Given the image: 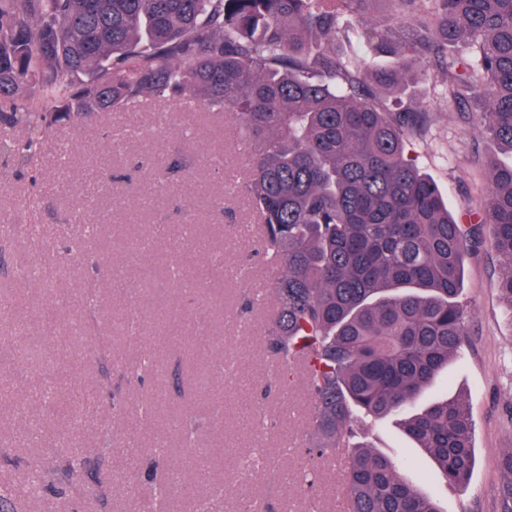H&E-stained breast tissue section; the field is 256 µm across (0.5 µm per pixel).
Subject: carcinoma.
Segmentation results:
<instances>
[{
  "mask_svg": "<svg viewBox=\"0 0 512 512\" xmlns=\"http://www.w3.org/2000/svg\"><path fill=\"white\" fill-rule=\"evenodd\" d=\"M373 0H0V123L30 167L57 126L144 96L231 118L251 146L244 187L263 224L260 254L283 270L267 339L282 373L304 356L323 457L350 447L354 413L379 420L412 406L467 334L459 301L470 231L405 155L429 109L382 90L435 71L444 97L478 112L512 154V0H391L397 22L366 23V47L392 63L365 71L336 51L340 18ZM487 228L512 301V162L487 159ZM71 402L54 442L69 440ZM403 428L464 490L474 467L462 399ZM350 512H441L394 459L365 448L346 475Z\"/></svg>",
  "mask_w": 512,
  "mask_h": 512,
  "instance_id": "cac0c4a2",
  "label": "carcinoma"
}]
</instances>
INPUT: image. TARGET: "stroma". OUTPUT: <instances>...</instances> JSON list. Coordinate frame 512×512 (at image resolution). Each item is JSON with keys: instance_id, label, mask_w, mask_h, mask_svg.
<instances>
[{"instance_id": "1", "label": "stroma", "mask_w": 512, "mask_h": 512, "mask_svg": "<svg viewBox=\"0 0 512 512\" xmlns=\"http://www.w3.org/2000/svg\"><path fill=\"white\" fill-rule=\"evenodd\" d=\"M439 78L406 87L404 94L431 108L426 134L409 147L436 183L448 209L461 214L484 203L490 181L484 161L498 153L482 133L477 114L457 112ZM225 116L192 112L172 100L148 97L134 107L103 112L57 128L45 143L37 175L0 153V224L16 225L6 247L16 265L35 263L53 289L0 276V305L24 297L29 318L13 325L0 308V337L37 336L41 314L55 295L72 300L59 308L49 343L51 365L12 384L0 398V485L20 483L37 467L46 483L62 487L20 501L15 512H147L153 485L144 476L152 459L163 471L201 468L194 494L169 487L171 512H344L346 466L352 449L318 459L310 424L312 393L298 376L282 381L267 352L268 324L252 337L236 332L244 299L272 295L281 276L267 267L264 283L238 281L236 269L259 265L250 231L257 222L251 201L225 197L224 187L245 179L248 161ZM183 170L170 175L168 159ZM96 225L94 245L66 248L85 225ZM187 279H202L184 311L179 285L161 274L172 263ZM503 268L489 235L479 237L464 261L461 301L468 336L447 369L419 397L418 406L464 399L473 423L475 464L467 492L449 484L434 462L403 432L396 417L356 427L355 442L398 461L403 476L432 494L442 512H499L507 479L499 458L512 448V303L499 291ZM101 313L91 336L75 337L72 324L85 313L89 293ZM150 352L155 367L145 385H122L120 407L104 388L101 366L112 372L137 365ZM53 391L80 396L73 447H40L18 435L16 408L44 375ZM200 426L197 447H183L181 424ZM81 451L91 471L66 476L64 456ZM313 471V487L290 481Z\"/></svg>"}]
</instances>
